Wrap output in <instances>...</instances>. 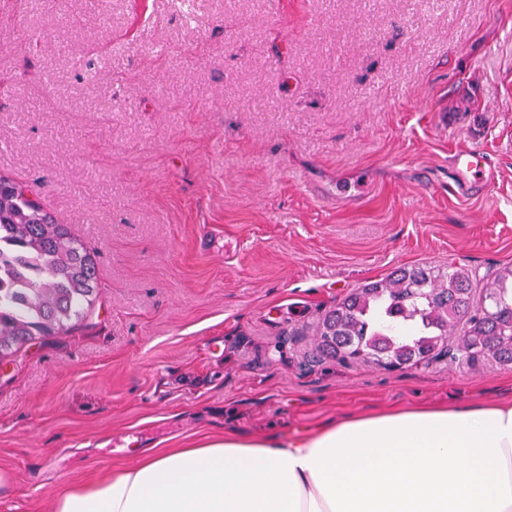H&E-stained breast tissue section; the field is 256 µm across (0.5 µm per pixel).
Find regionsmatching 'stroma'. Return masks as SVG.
I'll list each match as a JSON object with an SVG mask.
<instances>
[{"instance_id":"1","label":"stroma","mask_w":512,"mask_h":512,"mask_svg":"<svg viewBox=\"0 0 512 512\" xmlns=\"http://www.w3.org/2000/svg\"><path fill=\"white\" fill-rule=\"evenodd\" d=\"M478 146L488 192L452 188ZM0 176L99 295L0 360V512L235 431L512 397V368L322 357L404 265L512 263V0H0ZM449 169L455 178H452L458 191L469 189L472 178L479 177L488 185L492 184V162L487 153L477 147L459 150L449 159Z\"/></svg>"}]
</instances>
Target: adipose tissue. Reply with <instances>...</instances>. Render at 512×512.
Masks as SVG:
<instances>
[{
	"mask_svg": "<svg viewBox=\"0 0 512 512\" xmlns=\"http://www.w3.org/2000/svg\"><path fill=\"white\" fill-rule=\"evenodd\" d=\"M56 512H512V399L357 412L144 448Z\"/></svg>",
	"mask_w": 512,
	"mask_h": 512,
	"instance_id": "1",
	"label": "adipose tissue"
}]
</instances>
